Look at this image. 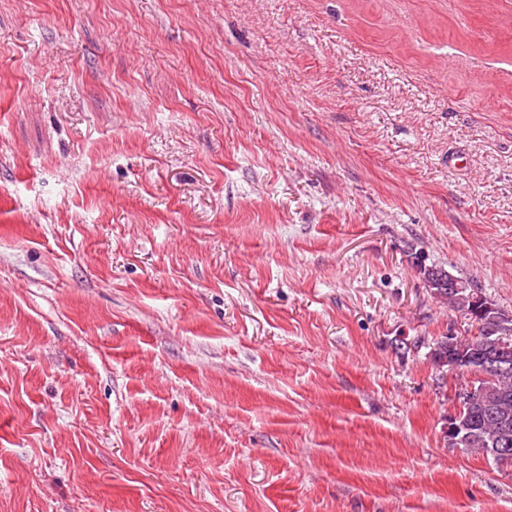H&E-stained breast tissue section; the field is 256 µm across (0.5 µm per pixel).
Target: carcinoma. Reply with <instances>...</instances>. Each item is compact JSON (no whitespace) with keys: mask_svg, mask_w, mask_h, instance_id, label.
Segmentation results:
<instances>
[{"mask_svg":"<svg viewBox=\"0 0 512 512\" xmlns=\"http://www.w3.org/2000/svg\"><path fill=\"white\" fill-rule=\"evenodd\" d=\"M418 271L431 294L447 301L476 330L469 341L459 345H450L448 337L441 336L432 351L433 364L439 370H450L456 363L460 371L477 376L474 381L454 385L456 394L473 387L470 399L454 405L457 422L470 430L466 449L488 459L496 451L498 464L512 461V359L501 358L505 350L512 351V315L488 298L485 303L491 308L477 312L470 300L474 286L467 280L458 279L457 292L440 287L442 275L448 274L442 267L421 264Z\"/></svg>","mask_w":512,"mask_h":512,"instance_id":"obj_1","label":"carcinoma"}]
</instances>
